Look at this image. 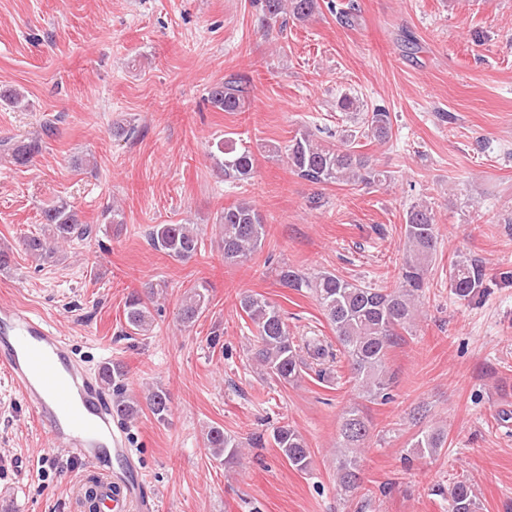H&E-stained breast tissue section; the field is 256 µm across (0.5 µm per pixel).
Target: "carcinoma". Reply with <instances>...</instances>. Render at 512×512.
Returning a JSON list of instances; mask_svg holds the SVG:
<instances>
[{
  "label": "carcinoma",
  "instance_id": "cac0c4a2",
  "mask_svg": "<svg viewBox=\"0 0 512 512\" xmlns=\"http://www.w3.org/2000/svg\"><path fill=\"white\" fill-rule=\"evenodd\" d=\"M262 22L271 27L281 14L289 12L298 21H306L318 8V0H259ZM249 96V86L237 78H230L212 86L208 100L223 112L240 111ZM391 132L390 114L381 108L363 115L360 135L339 143H322L315 133L303 130L288 145V164L301 178L314 184H375L386 180L383 172L371 166L369 158L359 151L356 138L384 141ZM0 147L14 164L27 165L42 150L41 140L11 143L0 141ZM222 154L218 168L231 181H244L254 170V157L247 147H239L227 138L217 144ZM46 232L24 240L27 253L50 263L57 251L47 239L68 243L88 238L89 224L81 222L75 208L61 202L44 211ZM218 224L221 229V249L224 263L236 265L251 259L262 247L266 225L254 207L241 201L224 208ZM151 244L175 260H187L198 253L202 240L189 224H155L148 233ZM438 237L433 208L417 203L408 208L404 228V258L397 283L391 288H368L356 280H348L333 273L309 277L290 267H280L278 276L282 286L313 292L324 316L332 326L338 353L330 350L318 336H294L281 308L260 294H245L240 299L241 310L255 326L257 335L251 348V359L271 378L286 385L298 381L304 370L312 365L337 362L341 356L346 362L356 389L370 401H387L393 376L389 374L387 359L390 349L409 331L417 319V301L426 284V276L437 253ZM482 270L477 260L459 255L449 266L448 288L460 300H469L479 293ZM161 284L148 283L142 291L130 293L125 300V323L133 334L147 336L153 330L154 318L149 303ZM204 295L193 288L185 293L178 309V318L184 324L195 322L201 312ZM102 383L112 388V410L117 418L130 420L140 411L137 401L126 395L123 367L118 363L105 365L100 370ZM146 406L160 422L167 420L171 401L162 389L145 397ZM370 433V422L356 404L343 412L339 430V450L336 453V490L348 494L361 483V450ZM273 444L279 448L288 464L306 472L312 464L310 448L302 434L285 423L273 429ZM206 447L216 459L239 455L242 442L220 426L204 431ZM446 443L440 427L427 426L416 431L409 442V453L418 457L437 454ZM470 484L459 481L448 489V512H478Z\"/></svg>",
  "mask_w": 512,
  "mask_h": 512
}]
</instances>
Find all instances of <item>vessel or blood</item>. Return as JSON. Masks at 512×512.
<instances>
[{"instance_id": "1", "label": "vessel or blood", "mask_w": 512, "mask_h": 512, "mask_svg": "<svg viewBox=\"0 0 512 512\" xmlns=\"http://www.w3.org/2000/svg\"><path fill=\"white\" fill-rule=\"evenodd\" d=\"M0 365L53 447L98 476L101 512H159L156 499L142 491L133 449L112 425L100 379L71 356L64 336L27 309L1 303Z\"/></svg>"}]
</instances>
